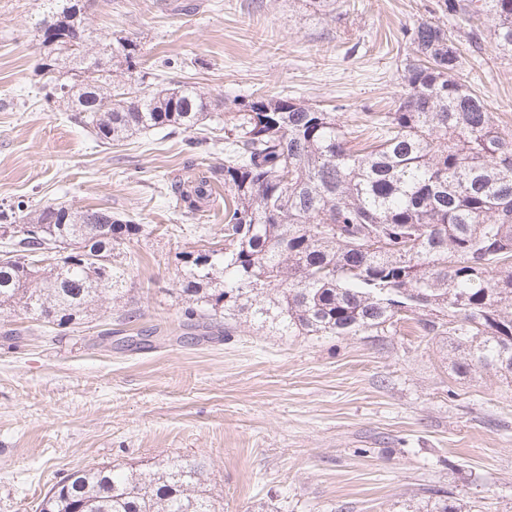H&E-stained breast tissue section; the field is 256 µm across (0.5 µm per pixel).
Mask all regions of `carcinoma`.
Returning <instances> with one entry per match:
<instances>
[{
    "label": "carcinoma",
    "mask_w": 512,
    "mask_h": 512,
    "mask_svg": "<svg viewBox=\"0 0 512 512\" xmlns=\"http://www.w3.org/2000/svg\"><path fill=\"white\" fill-rule=\"evenodd\" d=\"M79 0H45L41 44L75 42L73 76L52 74L45 54L41 100L62 108L99 146L137 134L213 124L224 130V163L187 189L170 186L175 207L201 211L224 184V247L185 255L178 276L182 335L244 314L284 336H383L398 323L448 336L455 369L512 377V134L486 95L465 80L461 35L437 21L406 31L393 112H368L381 130L358 146L334 113L291 97L237 98L211 113L186 83L168 87L134 74L138 44L119 39L127 78H112L93 47L89 22L75 24ZM463 16L469 41L493 29L512 56V0H441ZM0 223L25 229L0 250V313L19 309L66 328L106 294L124 297L125 270L112 264L148 234L108 208H0ZM199 462L156 471L110 464L80 469L48 492L39 512H218ZM421 512H457L448 490H420Z\"/></svg>",
    "instance_id": "obj_1"
}]
</instances>
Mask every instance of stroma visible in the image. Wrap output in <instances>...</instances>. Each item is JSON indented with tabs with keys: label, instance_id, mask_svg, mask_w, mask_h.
I'll return each mask as SVG.
<instances>
[{
	"label": "stroma",
	"instance_id": "stroma-1",
	"mask_svg": "<svg viewBox=\"0 0 512 512\" xmlns=\"http://www.w3.org/2000/svg\"><path fill=\"white\" fill-rule=\"evenodd\" d=\"M43 0H0V205L107 208L148 225L119 260L124 301L103 297L73 329L0 314V512H35L69 473L101 464L205 466L219 512H416L419 489H448L459 512H512V383L458 375L442 336H278L239 318L231 335L183 342L185 253L224 239V189L196 226L165 183L191 161L224 160L197 130L95 146L40 101ZM102 39L141 46L146 71L207 100L297 97L353 121L391 112L397 47L437 20L438 0H93ZM470 85L512 132V59L493 35L470 59ZM139 318L122 326L124 306Z\"/></svg>",
	"mask_w": 512,
	"mask_h": 512
}]
</instances>
